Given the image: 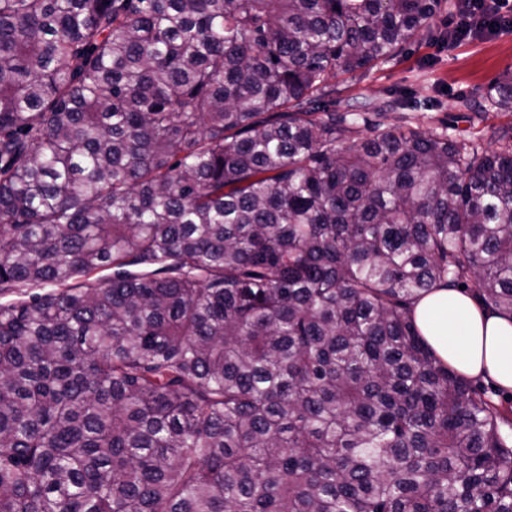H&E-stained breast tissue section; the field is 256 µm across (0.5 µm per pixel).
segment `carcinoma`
<instances>
[{"instance_id": "carcinoma-1", "label": "carcinoma", "mask_w": 512, "mask_h": 512, "mask_svg": "<svg viewBox=\"0 0 512 512\" xmlns=\"http://www.w3.org/2000/svg\"><path fill=\"white\" fill-rule=\"evenodd\" d=\"M441 10L0 0V512H512L507 411L413 317H512V123L324 101Z\"/></svg>"}]
</instances>
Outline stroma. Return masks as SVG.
Returning a JSON list of instances; mask_svg holds the SVG:
<instances>
[{
    "label": "stroma",
    "instance_id": "35a3bbf8",
    "mask_svg": "<svg viewBox=\"0 0 512 512\" xmlns=\"http://www.w3.org/2000/svg\"><path fill=\"white\" fill-rule=\"evenodd\" d=\"M456 12L443 8L429 33L407 47L399 61L349 76L337 74L331 85L338 109L363 111L369 101L401 100L402 108L384 120L414 128L447 123L458 136H476L471 117L480 94L505 70H512V30L498 35L452 43L448 30ZM430 98V107H409L410 97Z\"/></svg>",
    "mask_w": 512,
    "mask_h": 512
}]
</instances>
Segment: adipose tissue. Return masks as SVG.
Here are the masks:
<instances>
[{
    "label": "adipose tissue",
    "mask_w": 512,
    "mask_h": 512,
    "mask_svg": "<svg viewBox=\"0 0 512 512\" xmlns=\"http://www.w3.org/2000/svg\"><path fill=\"white\" fill-rule=\"evenodd\" d=\"M415 323L443 363L512 390V319L462 292L441 288L417 303Z\"/></svg>",
    "instance_id": "1"
}]
</instances>
